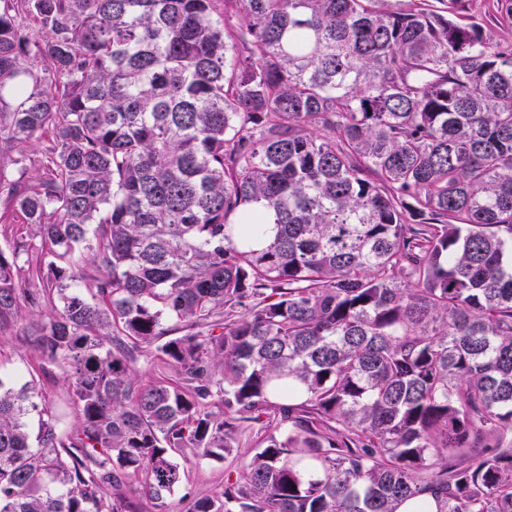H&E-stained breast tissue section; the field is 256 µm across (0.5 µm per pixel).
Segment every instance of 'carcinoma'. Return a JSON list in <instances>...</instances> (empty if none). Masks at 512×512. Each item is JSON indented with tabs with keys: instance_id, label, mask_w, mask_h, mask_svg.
<instances>
[{
	"instance_id": "cac0c4a2",
	"label": "carcinoma",
	"mask_w": 512,
	"mask_h": 512,
	"mask_svg": "<svg viewBox=\"0 0 512 512\" xmlns=\"http://www.w3.org/2000/svg\"><path fill=\"white\" fill-rule=\"evenodd\" d=\"M465 10L0 0V163L41 170L0 174V332L47 308L80 415L0 379V512H168L256 423L189 512H512V41ZM258 428L241 431L235 437L234 448L224 454L223 460L201 459L186 452L188 459L178 458L186 471V486L198 496L217 497L224 490L228 478L235 479L241 474L243 467L250 461L256 448L253 436ZM253 432V433H252Z\"/></svg>"
}]
</instances>
